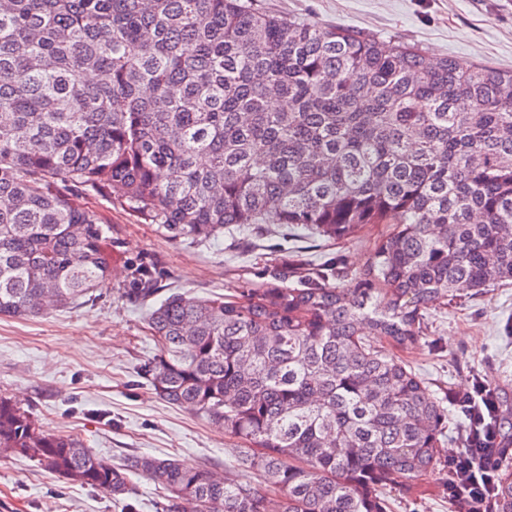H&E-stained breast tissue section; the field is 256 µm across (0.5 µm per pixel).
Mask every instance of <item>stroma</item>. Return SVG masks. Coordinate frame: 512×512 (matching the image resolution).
Returning <instances> with one entry per match:
<instances>
[{"instance_id":"35a3bbf8","label":"stroma","mask_w":512,"mask_h":512,"mask_svg":"<svg viewBox=\"0 0 512 512\" xmlns=\"http://www.w3.org/2000/svg\"><path fill=\"white\" fill-rule=\"evenodd\" d=\"M259 8L340 23L381 40H406L433 58L457 57L512 68V0H257ZM84 203L112 226L115 273L82 305L36 318L0 317V395L19 401L51 432L82 441L120 463L131 455L173 456L223 471L231 441L199 414L156 398L140 370L156 352L146 308L129 300L131 271L154 268L159 288L194 295L255 288L274 271L336 266L362 272L374 244L390 232L370 224L355 239L331 243L290 224L225 229L209 243L171 241L102 197ZM431 332L399 355L436 398L469 390L474 378L501 394L512 412V285L434 308ZM393 512H452L430 476L392 494ZM103 491L17 456L0 457V512H123Z\"/></svg>"}]
</instances>
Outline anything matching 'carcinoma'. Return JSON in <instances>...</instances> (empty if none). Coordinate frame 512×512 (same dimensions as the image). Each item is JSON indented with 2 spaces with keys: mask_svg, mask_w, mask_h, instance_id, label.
<instances>
[{
  "mask_svg": "<svg viewBox=\"0 0 512 512\" xmlns=\"http://www.w3.org/2000/svg\"><path fill=\"white\" fill-rule=\"evenodd\" d=\"M93 192L168 238L272 215L328 240L393 224L367 269L135 299L152 393L236 442L228 473L121 466L0 396V453L165 512H391L437 473L450 414L394 353L430 307L512 282V69L252 0H0V317L90 297L112 268ZM495 512H512V459ZM127 498L128 503L136 505L137 512H163L162 490L146 478L134 479L132 493Z\"/></svg>",
  "mask_w": 512,
  "mask_h": 512,
  "instance_id": "cac0c4a2",
  "label": "carcinoma"
}]
</instances>
